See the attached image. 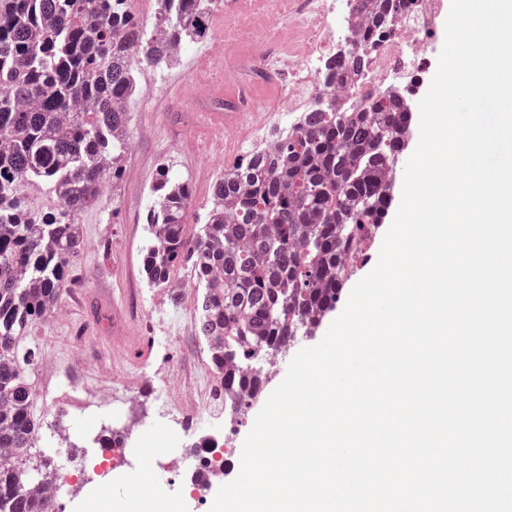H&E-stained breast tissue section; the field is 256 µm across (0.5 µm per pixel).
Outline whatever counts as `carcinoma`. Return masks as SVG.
Instances as JSON below:
<instances>
[{"label":"carcinoma","mask_w":512,"mask_h":512,"mask_svg":"<svg viewBox=\"0 0 512 512\" xmlns=\"http://www.w3.org/2000/svg\"><path fill=\"white\" fill-rule=\"evenodd\" d=\"M0 0V512H42L23 458L40 425L16 345L59 300L82 240L76 216L101 202L130 145L137 75L204 40L217 0ZM375 34L403 0H357ZM359 49L324 68L329 85L366 69ZM411 98L360 112L321 101L276 129L277 147L252 149L211 190L201 233L186 224L189 183L162 166L146 216L143 272L154 288L188 265L202 292L195 330L224 400L238 414L262 390L263 360L314 332L367 258L391 204L410 132ZM46 186L55 205L30 210L23 186Z\"/></svg>","instance_id":"obj_1"}]
</instances>
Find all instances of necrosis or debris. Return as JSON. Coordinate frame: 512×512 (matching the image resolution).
<instances>
[{
    "instance_id": "4bbe7bcc",
    "label": "necrosis or debris",
    "mask_w": 512,
    "mask_h": 512,
    "mask_svg": "<svg viewBox=\"0 0 512 512\" xmlns=\"http://www.w3.org/2000/svg\"><path fill=\"white\" fill-rule=\"evenodd\" d=\"M291 15L301 28L305 46L295 53L275 40L264 44L259 69L264 84L279 92L275 112L296 120L314 100L335 101L345 112L358 111L370 100L411 93L435 34L442 0H406L392 27L380 32L363 75L342 88L324 84L328 58L360 46L356 0H289Z\"/></svg>"
}]
</instances>
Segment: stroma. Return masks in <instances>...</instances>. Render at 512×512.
<instances>
[{
  "label": "stroma",
  "mask_w": 512,
  "mask_h": 512,
  "mask_svg": "<svg viewBox=\"0 0 512 512\" xmlns=\"http://www.w3.org/2000/svg\"><path fill=\"white\" fill-rule=\"evenodd\" d=\"M232 0H222L209 20V34L202 43L181 51L171 66L143 69L131 112V145L122 161V174L108 183L103 200L82 211L77 222L82 247L72 262V277L57 304L33 324L19 342L33 354L26 377L38 403L33 415L41 433L25 461L30 473L40 474L44 463H55L54 441L71 444L73 458L85 461L82 477L98 487L102 469L96 446L81 447L77 433H100L103 422H121L126 435V458L114 469L109 489L66 512H199L197 497L187 487V477L172 478L156 469L154 483L160 501L144 498L135 487L142 478V462L151 456L185 452L190 441L224 436L229 457L224 472L209 494L232 481L239 472L243 442L253 427L261 403H254L233 421L230 429L212 422L204 407H197L194 429H181L187 403L181 390L189 383L202 388L213 372L209 351L195 334L198 288L188 267L177 268L174 280L181 291L151 287L142 270L149 233L145 215L161 166L167 165L193 188V205L187 232L199 233L206 221L213 182L244 152L259 144L275 128L288 124V115L245 114L238 122L214 125L212 94L224 88V66L215 62L198 94L188 96L182 83L193 73L195 55L218 40ZM242 21L241 38L260 51L271 30L287 36L290 19L280 16L276 27L267 23V5L250 0ZM107 390L110 404L88 402L73 414L71 426L59 423L52 403L45 397L60 389ZM168 394L170 405L161 409L158 398ZM136 397V408L124 412L127 397Z\"/></svg>",
  "instance_id": "1"
}]
</instances>
